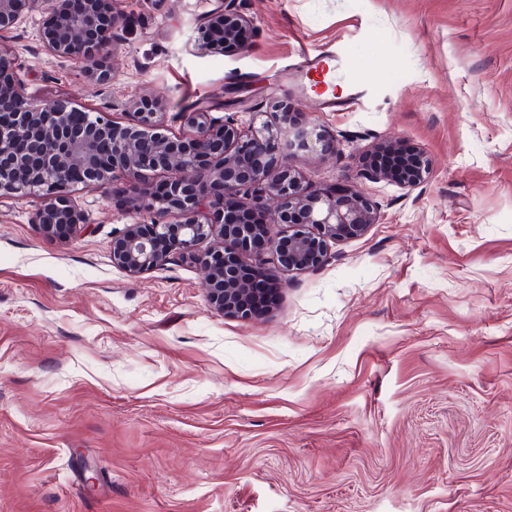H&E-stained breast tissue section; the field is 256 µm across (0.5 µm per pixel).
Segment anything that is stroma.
<instances>
[{
	"instance_id": "1",
	"label": "stroma",
	"mask_w": 512,
	"mask_h": 512,
	"mask_svg": "<svg viewBox=\"0 0 512 512\" xmlns=\"http://www.w3.org/2000/svg\"><path fill=\"white\" fill-rule=\"evenodd\" d=\"M219 0H119L98 83L18 29L29 94L111 119L164 96L216 120L290 101L336 142L305 185L370 197L378 222L304 273L273 269L268 311L225 316L199 267L129 276L112 239L133 186L76 188L68 241L0 199V512H512V0H236L254 28L202 50ZM342 52L361 105L330 112L296 70ZM417 147L420 187L363 175Z\"/></svg>"
}]
</instances>
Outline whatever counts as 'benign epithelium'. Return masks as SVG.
<instances>
[{"label":"benign epithelium","mask_w":512,"mask_h":512,"mask_svg":"<svg viewBox=\"0 0 512 512\" xmlns=\"http://www.w3.org/2000/svg\"><path fill=\"white\" fill-rule=\"evenodd\" d=\"M33 0H0V198L34 193L42 197L33 223L46 235L74 238L85 230L75 187L107 192L125 179L143 184L164 181L144 194V213L112 239V263L131 276L163 265L177 254L201 267L208 304L239 318L259 314V292L274 295L270 259L289 272L314 270L329 258V245L360 237L377 223L375 204L356 191L321 192L303 185L289 159L301 152L333 153L336 142L314 124L297 121L292 103L277 105L275 119L244 125L233 117L215 121L208 110L181 112L190 132H161L167 100L161 95L131 100L127 124L104 112H91L68 99L40 100L26 92L15 31ZM124 24L112 0H42L41 49L75 64L87 77L108 80L105 60L121 40ZM252 20L224 0L197 30L202 48L212 53L239 41ZM418 163L402 171L369 168L374 182L413 189L428 171ZM285 231L274 235L268 212ZM211 241L202 251L200 244Z\"/></svg>","instance_id":"obj_1"}]
</instances>
